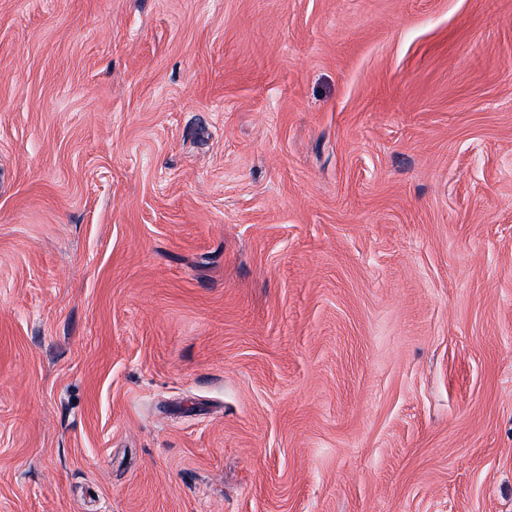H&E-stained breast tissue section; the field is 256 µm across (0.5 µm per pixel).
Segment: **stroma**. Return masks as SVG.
Returning a JSON list of instances; mask_svg holds the SVG:
<instances>
[{"label":"stroma","instance_id":"35a3bbf8","mask_svg":"<svg viewBox=\"0 0 512 512\" xmlns=\"http://www.w3.org/2000/svg\"><path fill=\"white\" fill-rule=\"evenodd\" d=\"M0 512H512V0H0Z\"/></svg>","mask_w":512,"mask_h":512}]
</instances>
